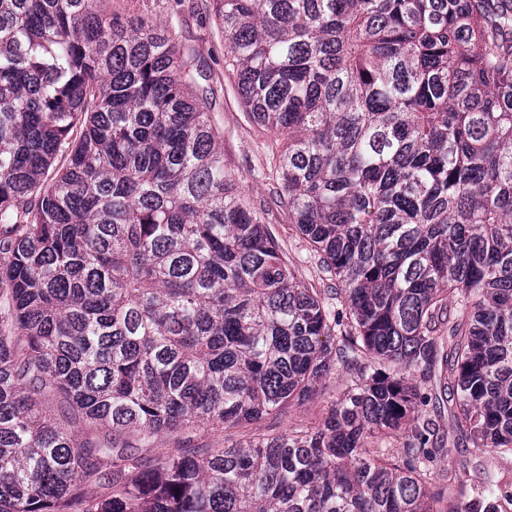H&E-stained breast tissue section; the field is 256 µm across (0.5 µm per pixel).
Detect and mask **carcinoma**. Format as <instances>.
Instances as JSON below:
<instances>
[{
  "mask_svg": "<svg viewBox=\"0 0 512 512\" xmlns=\"http://www.w3.org/2000/svg\"><path fill=\"white\" fill-rule=\"evenodd\" d=\"M99 2L0 0V512H512V483L433 488L408 426L430 386L512 456V7L212 0L332 312L226 172L196 50ZM341 372L313 426L185 447Z\"/></svg>",
  "mask_w": 512,
  "mask_h": 512,
  "instance_id": "cac0c4a2",
  "label": "carcinoma"
}]
</instances>
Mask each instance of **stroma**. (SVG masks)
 <instances>
[{
    "instance_id": "stroma-1",
    "label": "stroma",
    "mask_w": 512,
    "mask_h": 512,
    "mask_svg": "<svg viewBox=\"0 0 512 512\" xmlns=\"http://www.w3.org/2000/svg\"><path fill=\"white\" fill-rule=\"evenodd\" d=\"M101 8L108 13L145 17L158 25L173 22L179 39L194 45L208 60L213 70V81L219 89L212 117L222 132L221 144L227 171L236 180L250 205L262 213L297 280L318 289L330 310L343 309L344 302L335 292L336 281L324 272L316 253L290 224L287 208L274 193V183L268 177V137L255 130L240 103L234 83L224 70V39L215 23L209 0H103ZM344 384L343 375H331L325 392L315 401L290 408L278 416L265 417L255 424L225 432L208 430L199 433L194 436L192 445L196 448L228 447L245 443L256 433L279 434L313 425L335 400ZM442 467L471 485L479 484L490 468L502 480L512 479L511 460H495L487 454L478 455L469 446L450 449L442 461Z\"/></svg>"
}]
</instances>
